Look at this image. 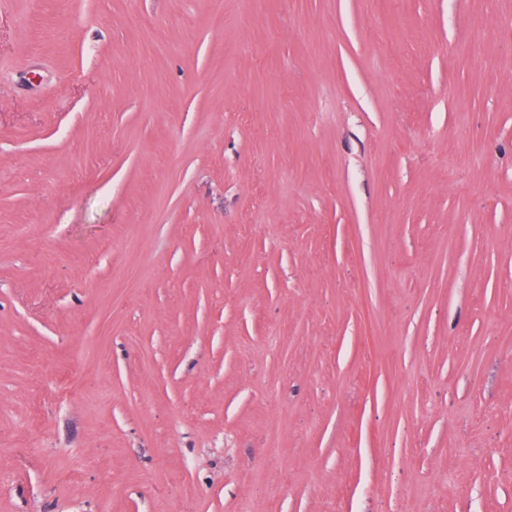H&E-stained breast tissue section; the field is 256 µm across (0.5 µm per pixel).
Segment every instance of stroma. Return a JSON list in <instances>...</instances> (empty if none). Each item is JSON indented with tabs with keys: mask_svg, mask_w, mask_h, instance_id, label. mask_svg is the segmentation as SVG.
I'll return each instance as SVG.
<instances>
[{
	"mask_svg": "<svg viewBox=\"0 0 512 512\" xmlns=\"http://www.w3.org/2000/svg\"><path fill=\"white\" fill-rule=\"evenodd\" d=\"M0 512H512V0H0Z\"/></svg>",
	"mask_w": 512,
	"mask_h": 512,
	"instance_id": "1",
	"label": "stroma"
}]
</instances>
